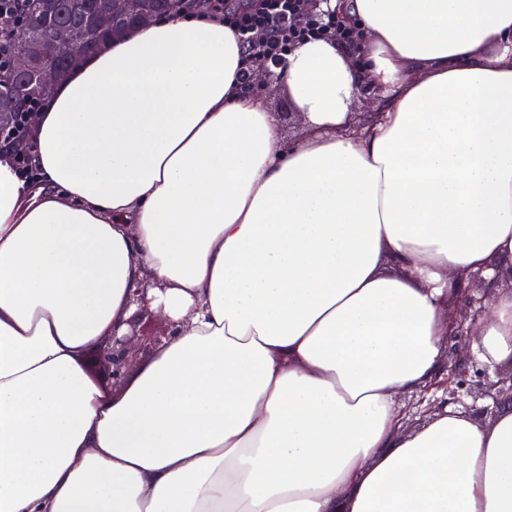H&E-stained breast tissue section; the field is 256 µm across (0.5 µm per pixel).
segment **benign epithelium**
<instances>
[{
    "mask_svg": "<svg viewBox=\"0 0 512 512\" xmlns=\"http://www.w3.org/2000/svg\"><path fill=\"white\" fill-rule=\"evenodd\" d=\"M32 14L43 20H51L63 8L83 14L89 34H110L120 37L134 27L155 21L174 9L183 12L194 6V0H30ZM336 19L340 25L354 32L358 38L364 34L344 10L343 0H337ZM75 40L74 31L62 24L48 28V36L37 40L24 34L15 36L12 44L13 65L0 72V86L14 82L34 81L42 95H50L54 85L77 66L85 55L70 51ZM147 284L141 283L129 291V302L136 306L138 316L126 321V329L112 330V335L92 350L94 366L104 371L107 383L114 389L125 383L137 361L139 352H155L172 337L173 329L162 335H145L141 327V315L149 311L143 304ZM464 360L457 359L448 374L447 392L454 396L461 388L460 376Z\"/></svg>",
    "mask_w": 512,
    "mask_h": 512,
    "instance_id": "benign-epithelium-1",
    "label": "benign epithelium"
}]
</instances>
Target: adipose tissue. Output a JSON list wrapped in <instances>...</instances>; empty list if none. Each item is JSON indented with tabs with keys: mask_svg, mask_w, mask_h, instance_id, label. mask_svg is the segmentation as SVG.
Returning <instances> with one entry per match:
<instances>
[{
	"mask_svg": "<svg viewBox=\"0 0 512 512\" xmlns=\"http://www.w3.org/2000/svg\"><path fill=\"white\" fill-rule=\"evenodd\" d=\"M348 11L356 49L280 65L296 143L235 31L185 11L57 86L36 180L0 145V512H512V411L410 431L400 402L443 365L460 276L512 259V0ZM141 282L174 334L115 395L83 354ZM472 328L512 362V292Z\"/></svg>",
	"mask_w": 512,
	"mask_h": 512,
	"instance_id": "1",
	"label": "adipose tissue"
}]
</instances>
